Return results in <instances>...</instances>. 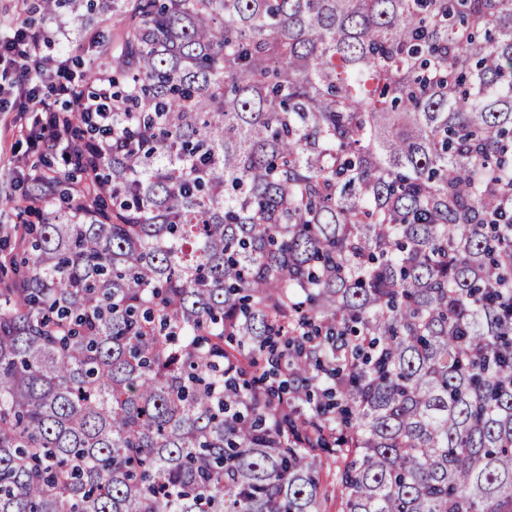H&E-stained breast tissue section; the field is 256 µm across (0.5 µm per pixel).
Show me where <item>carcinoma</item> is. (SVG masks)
Returning a JSON list of instances; mask_svg holds the SVG:
<instances>
[{"mask_svg":"<svg viewBox=\"0 0 512 512\" xmlns=\"http://www.w3.org/2000/svg\"><path fill=\"white\" fill-rule=\"evenodd\" d=\"M112 130L0 206V512H512V0H38ZM64 23L70 31V41L64 46L55 45L44 48V55L52 60L53 64L59 59L67 60L70 72L79 80L80 74L92 64V53L87 48V43L83 40L82 31L79 22H75L72 16L64 14L60 17L47 19L42 25L35 28L42 30H52L58 27V24Z\"/></svg>","mask_w":512,"mask_h":512,"instance_id":"1","label":"carcinoma"}]
</instances>
